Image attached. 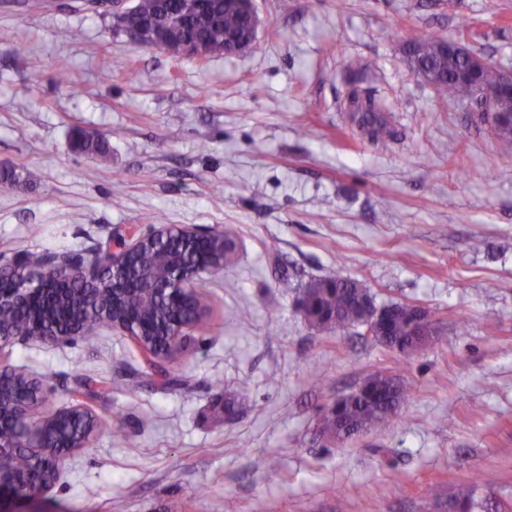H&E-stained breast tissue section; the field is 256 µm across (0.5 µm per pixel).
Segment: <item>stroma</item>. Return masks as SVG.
Listing matches in <instances>:
<instances>
[{
  "label": "stroma",
  "mask_w": 512,
  "mask_h": 512,
  "mask_svg": "<svg viewBox=\"0 0 512 512\" xmlns=\"http://www.w3.org/2000/svg\"><path fill=\"white\" fill-rule=\"evenodd\" d=\"M252 50L206 64L131 45L80 0H0V265L91 258L155 219L229 229L210 309L164 387L127 337L15 345L103 424L22 512H440L472 483L512 504V155L464 100L409 67L413 30L512 69V0H258ZM81 29L75 41L71 30ZM128 72H121V65ZM68 70L71 86L54 82ZM375 103L390 130L360 125ZM108 158L77 152L74 130ZM415 303L439 334L412 354L301 316L313 280ZM290 288H280L281 279ZM382 370L396 415L333 445L322 407ZM240 401L225 418V393ZM121 434H114V425Z\"/></svg>",
  "instance_id": "35a3bbf8"
}]
</instances>
